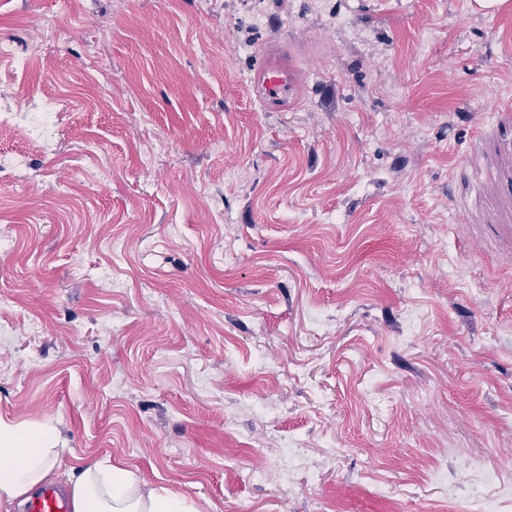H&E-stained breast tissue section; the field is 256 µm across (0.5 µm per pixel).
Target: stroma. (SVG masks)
Instances as JSON below:
<instances>
[{
	"instance_id": "obj_1",
	"label": "stroma",
	"mask_w": 512,
	"mask_h": 512,
	"mask_svg": "<svg viewBox=\"0 0 512 512\" xmlns=\"http://www.w3.org/2000/svg\"><path fill=\"white\" fill-rule=\"evenodd\" d=\"M469 2L0 0L18 51L59 32L0 58L1 103L56 102L0 124V418L201 512L494 502L469 464L512 472V4ZM282 44L304 92L270 112Z\"/></svg>"
}]
</instances>
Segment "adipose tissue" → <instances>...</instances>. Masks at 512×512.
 Instances as JSON below:
<instances>
[{"label": "adipose tissue", "instance_id": "1", "mask_svg": "<svg viewBox=\"0 0 512 512\" xmlns=\"http://www.w3.org/2000/svg\"><path fill=\"white\" fill-rule=\"evenodd\" d=\"M52 423L0 419V506L25 504L61 466L65 451ZM72 512H198L187 496L144 484L105 456L74 467L68 483Z\"/></svg>", "mask_w": 512, "mask_h": 512}]
</instances>
